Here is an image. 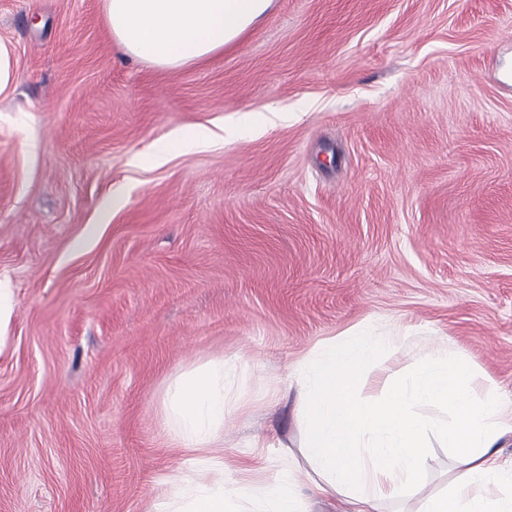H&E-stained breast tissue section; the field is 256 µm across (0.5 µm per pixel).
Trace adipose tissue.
Returning <instances> with one entry per match:
<instances>
[{"label": "adipose tissue", "instance_id": "adipose-tissue-1", "mask_svg": "<svg viewBox=\"0 0 512 512\" xmlns=\"http://www.w3.org/2000/svg\"><path fill=\"white\" fill-rule=\"evenodd\" d=\"M271 0H105V20L125 53L160 67L203 60L234 42L268 10ZM373 337L353 331L325 344L295 379L306 403L304 454L320 476L315 497L340 496L344 512H379L384 501H419L420 512H512V393L473 402L476 378L464 359L432 350L428 365L384 400L352 396L351 367L370 361ZM224 364L216 361L180 379L164 397L170 447L197 456L191 478L161 477L158 512H239L259 503L264 512H305L281 480L260 487L228 480L217 459L224 445ZM448 411L438 426L410 411L408 402ZM447 438L457 455L445 495L421 480L430 435Z\"/></svg>", "mask_w": 512, "mask_h": 512}]
</instances>
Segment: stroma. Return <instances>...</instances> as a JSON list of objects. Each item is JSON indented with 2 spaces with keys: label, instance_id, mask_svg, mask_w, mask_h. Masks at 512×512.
<instances>
[{
  "label": "stroma",
  "instance_id": "35a3bbf8",
  "mask_svg": "<svg viewBox=\"0 0 512 512\" xmlns=\"http://www.w3.org/2000/svg\"><path fill=\"white\" fill-rule=\"evenodd\" d=\"M0 45V512H151L193 472L165 393L219 359L229 477L341 512L288 376L355 326L388 339L357 400L434 343L512 391V0H272L177 68L119 50L104 0H0ZM200 126L232 135L133 166ZM452 454L430 438V490Z\"/></svg>",
  "mask_w": 512,
  "mask_h": 512
}]
</instances>
